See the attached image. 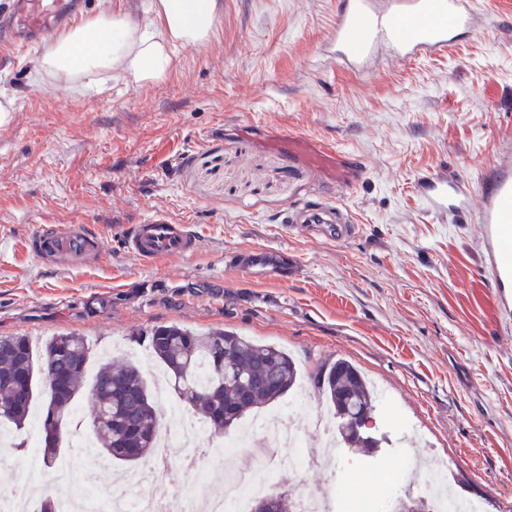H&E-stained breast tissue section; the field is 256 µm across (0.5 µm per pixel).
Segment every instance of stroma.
Here are the masks:
<instances>
[{
    "label": "stroma",
    "mask_w": 512,
    "mask_h": 512,
    "mask_svg": "<svg viewBox=\"0 0 512 512\" xmlns=\"http://www.w3.org/2000/svg\"><path fill=\"white\" fill-rule=\"evenodd\" d=\"M223 3L215 33L175 45L160 83L102 73L97 91L48 97L35 51L0 69L16 108L0 127V336L38 350L75 331L91 352L118 341L134 357L161 325L224 329L286 350L304 388L321 363L350 360L386 394L387 437L419 440L482 512H512V333L476 225L436 222L413 188L435 168L478 183L512 142V0H485L450 54L385 60L370 78L325 52L336 0ZM271 122L362 156L353 193L270 149ZM338 197L356 237L282 228L298 204ZM157 213L191 221L200 251L142 265L125 239ZM45 221L90 225L101 259L37 260L29 239ZM237 249L285 252L287 277L226 269Z\"/></svg>",
    "instance_id": "stroma-1"
}]
</instances>
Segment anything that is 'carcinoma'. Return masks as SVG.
<instances>
[{"mask_svg":"<svg viewBox=\"0 0 512 512\" xmlns=\"http://www.w3.org/2000/svg\"><path fill=\"white\" fill-rule=\"evenodd\" d=\"M149 347L165 370L177 398L202 415L221 433L236 428L252 411L274 404L297 383L298 370L284 350L212 330L196 333L178 325L159 326L149 334ZM89 346L76 333L58 335L34 353L26 336L0 337V424L22 429L36 398L46 407L43 433L59 425L73 428L75 403L89 382L86 363ZM55 369L64 382L52 398L43 394L44 370ZM28 377L29 391L20 381ZM313 387L334 409L339 440L361 459L372 461L376 448L388 444L385 435L356 433L342 413L376 418L374 392L351 362L322 363L310 375ZM94 405L89 419L101 451L123 469L148 462L156 452L160 418L156 400L138 365L127 361L117 367L102 364L92 379Z\"/></svg>","mask_w":512,"mask_h":512,"instance_id":"obj_1","label":"carcinoma"}]
</instances>
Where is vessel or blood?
<instances>
[{"label": "vessel or blood", "instance_id": "1", "mask_svg": "<svg viewBox=\"0 0 512 512\" xmlns=\"http://www.w3.org/2000/svg\"><path fill=\"white\" fill-rule=\"evenodd\" d=\"M84 0H0V61L10 62L15 48L45 45L83 11ZM479 15V0H338L329 46L337 62L363 69L377 52L389 50L402 62L449 54L458 38L468 33ZM268 146L304 158L353 193L349 171H361L364 160L341 154L335 146L288 133H274ZM426 210L439 222L479 226L478 246L491 297L505 323H512V149L496 150L493 169L479 189L440 168L414 180ZM284 221L299 231L324 229L328 239L344 240L355 226L343 202L322 200L298 205ZM103 240L81 223H44L30 239V250L43 263L77 267L99 257ZM126 247L142 264L190 256L200 248L191 225L156 214L136 225ZM271 250L236 254L245 275L273 264Z\"/></svg>", "mask_w": 512, "mask_h": 512}]
</instances>
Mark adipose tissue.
<instances>
[{
    "label": "adipose tissue",
    "instance_id": "ef3b65f1",
    "mask_svg": "<svg viewBox=\"0 0 512 512\" xmlns=\"http://www.w3.org/2000/svg\"><path fill=\"white\" fill-rule=\"evenodd\" d=\"M217 0H151L148 11L158 28L128 14L104 8L68 30L33 61L40 90L53 94L58 85L95 72H119L138 82H158L171 72L170 45H199L215 28Z\"/></svg>",
    "mask_w": 512,
    "mask_h": 512
}]
</instances>
